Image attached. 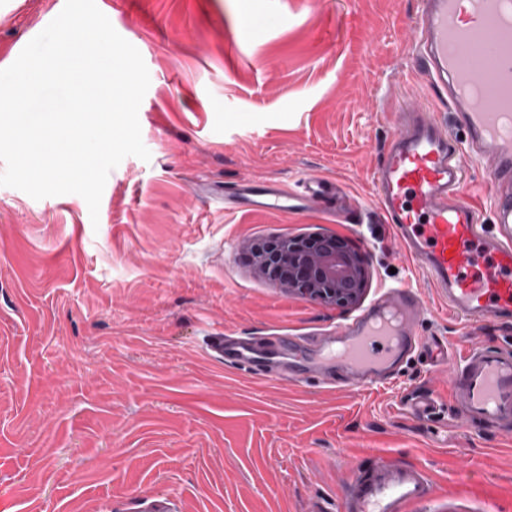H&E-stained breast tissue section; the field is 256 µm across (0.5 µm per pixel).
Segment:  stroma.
<instances>
[{
    "instance_id": "obj_1",
    "label": "stroma",
    "mask_w": 512,
    "mask_h": 512,
    "mask_svg": "<svg viewBox=\"0 0 512 512\" xmlns=\"http://www.w3.org/2000/svg\"><path fill=\"white\" fill-rule=\"evenodd\" d=\"M65 0H0V69ZM140 52L149 160L111 171L91 219L76 194L0 187V512H336L345 472L387 456L423 467L436 494L409 512H512V435L459 418L426 356L394 384L336 392L226 368L210 340L302 336L331 307L257 278L244 249L331 233L368 267L362 297L421 289L420 332L456 351L468 327L395 246L371 195L392 129L416 99L455 141L445 103L408 46L420 0H96ZM335 180L361 201L231 212L239 178ZM426 389L444 403L413 418Z\"/></svg>"
}]
</instances>
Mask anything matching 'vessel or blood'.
Here are the masks:
<instances>
[{
	"instance_id": "1",
	"label": "vessel or blood",
	"mask_w": 512,
	"mask_h": 512,
	"mask_svg": "<svg viewBox=\"0 0 512 512\" xmlns=\"http://www.w3.org/2000/svg\"><path fill=\"white\" fill-rule=\"evenodd\" d=\"M413 48L428 82L447 98L465 138L456 148L436 113L405 104L383 113L393 133L372 173V194L395 242L434 295L471 328L512 325V0H421ZM486 181L468 184L469 164ZM334 183L306 177L297 188L242 179L224 189L228 211H295L335 198ZM489 195L492 223L475 199ZM424 302L412 288L381 291L324 336H216L231 367L299 384L361 389L393 380L421 349L434 350L464 421L512 431V350L471 337L455 355L423 336ZM434 486L417 465L388 457L352 466L345 512H407Z\"/></svg>"
}]
</instances>
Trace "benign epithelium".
I'll return each instance as SVG.
<instances>
[{
  "mask_svg": "<svg viewBox=\"0 0 512 512\" xmlns=\"http://www.w3.org/2000/svg\"><path fill=\"white\" fill-rule=\"evenodd\" d=\"M248 256L256 277L284 292L326 305H355L367 287L368 270L362 254L334 235L255 242L249 246Z\"/></svg>",
  "mask_w": 512,
  "mask_h": 512,
  "instance_id": "benign-epithelium-1",
  "label": "benign epithelium"
}]
</instances>
